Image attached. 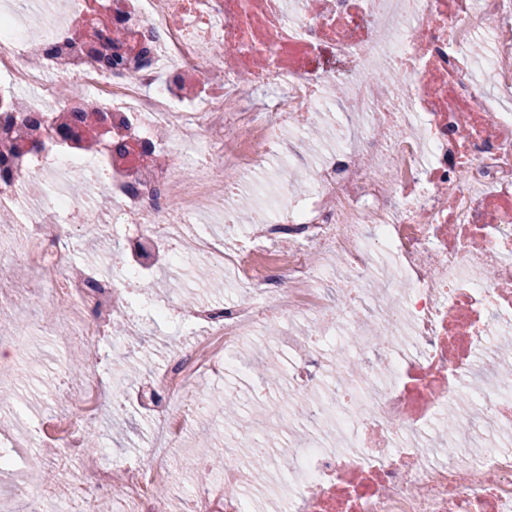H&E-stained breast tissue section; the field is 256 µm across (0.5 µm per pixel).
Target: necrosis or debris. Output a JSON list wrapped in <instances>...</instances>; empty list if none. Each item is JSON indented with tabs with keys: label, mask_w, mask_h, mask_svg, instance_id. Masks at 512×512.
<instances>
[{
	"label": "necrosis or debris",
	"mask_w": 512,
	"mask_h": 512,
	"mask_svg": "<svg viewBox=\"0 0 512 512\" xmlns=\"http://www.w3.org/2000/svg\"><path fill=\"white\" fill-rule=\"evenodd\" d=\"M335 108L336 151L310 166L306 191L287 181L296 148L276 204L252 208L245 248L197 237L246 293L199 305L204 343L138 396L184 393L258 316L298 318L274 343L307 438L272 512H512V0H0V211L16 215L0 251L40 273L30 309L78 312L96 383L95 344L129 298L74 271V236L136 224L153 250L196 223L202 196L237 223L281 128ZM221 167L232 177L215 180ZM270 249L281 261L257 264ZM334 256L346 273L329 289ZM339 333L359 339L337 348L358 372L314 394L320 342ZM157 412L151 470L95 473L133 512H172L150 486L189 423L169 401ZM257 455L272 459L266 447L225 458L223 494L192 512H248Z\"/></svg>",
	"instance_id": "obj_1"
}]
</instances>
